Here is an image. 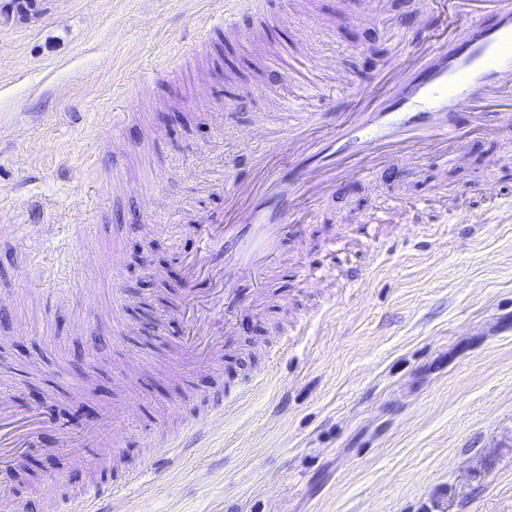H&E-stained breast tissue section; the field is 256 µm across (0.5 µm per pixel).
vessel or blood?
<instances>
[{"instance_id":"vessel-or-blood-1","label":"vessel or blood","mask_w":512,"mask_h":512,"mask_svg":"<svg viewBox=\"0 0 512 512\" xmlns=\"http://www.w3.org/2000/svg\"><path fill=\"white\" fill-rule=\"evenodd\" d=\"M415 13L419 36L409 40L407 26H396L380 73L361 81L334 73V83L349 88L353 111L312 114L303 93L286 140L263 145L247 137L250 176L226 182L223 212L200 218L202 242L183 260L178 316L189 370L219 360L229 316L259 293L282 258V238L300 235L298 212L384 163L457 158L464 128L490 133L494 113L512 112V0H419ZM493 201L459 223L512 222V199ZM102 432L99 425L72 429L46 407L20 408L0 389V474L13 473L42 442L89 464Z\"/></svg>"}]
</instances>
